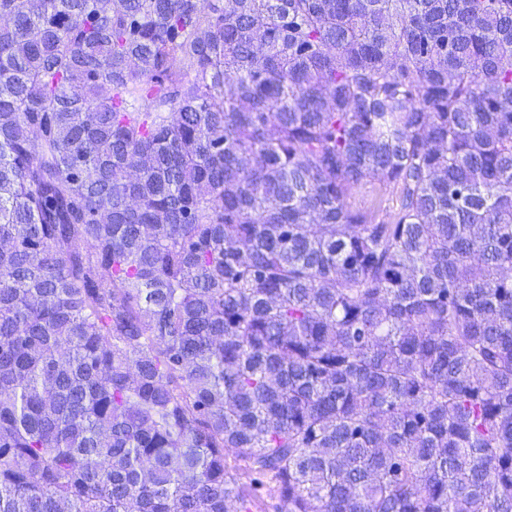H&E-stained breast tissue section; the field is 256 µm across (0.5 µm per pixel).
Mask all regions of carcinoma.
I'll return each mask as SVG.
<instances>
[{
  "instance_id": "cac0c4a2",
  "label": "carcinoma",
  "mask_w": 512,
  "mask_h": 512,
  "mask_svg": "<svg viewBox=\"0 0 512 512\" xmlns=\"http://www.w3.org/2000/svg\"><path fill=\"white\" fill-rule=\"evenodd\" d=\"M270 490L512 512V0H0V512ZM351 204L360 209L380 208L392 210L395 206L393 189L379 180L370 181L356 188L350 198Z\"/></svg>"
}]
</instances>
